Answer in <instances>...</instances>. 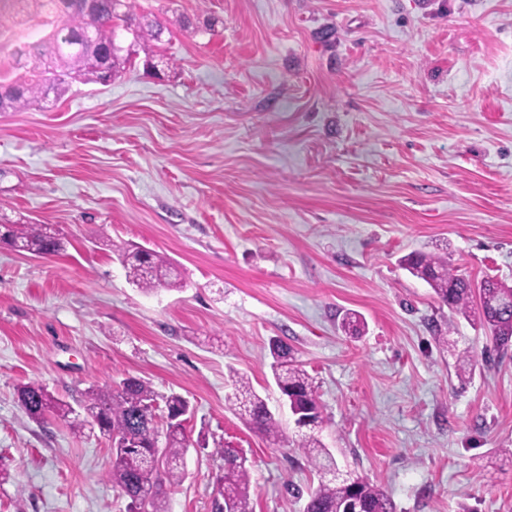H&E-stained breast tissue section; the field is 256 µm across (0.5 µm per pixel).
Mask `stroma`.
Here are the masks:
<instances>
[{
    "label": "stroma",
    "mask_w": 512,
    "mask_h": 512,
    "mask_svg": "<svg viewBox=\"0 0 512 512\" xmlns=\"http://www.w3.org/2000/svg\"><path fill=\"white\" fill-rule=\"evenodd\" d=\"M134 10L166 25L153 61L138 49L108 86L0 112V224L65 242L0 247V512H125L107 439L31 419L17 389L76 405L129 376L192 408L169 512H214L222 447L248 459L253 512H303L319 477L291 444L277 338L315 381L338 466L396 512H512V352L399 264L439 253L512 284V0ZM118 246L166 257L180 288L139 291ZM236 372L280 444L228 408ZM6 225H0V232L5 230L0 234V241L3 239L4 244L10 245L9 241L18 239L24 250L35 255H56L65 250L61 239L47 231L44 224Z\"/></svg>",
    "instance_id": "stroma-1"
}]
</instances>
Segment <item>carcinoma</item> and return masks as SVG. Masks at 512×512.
I'll list each match as a JSON object with an SVG mask.
<instances>
[{
	"label": "carcinoma",
	"instance_id": "carcinoma-1",
	"mask_svg": "<svg viewBox=\"0 0 512 512\" xmlns=\"http://www.w3.org/2000/svg\"><path fill=\"white\" fill-rule=\"evenodd\" d=\"M36 6L46 33L34 58L42 64L32 69L21 61L22 54L11 55L10 68L25 70L12 79L0 73V112H15L34 104L58 100L75 81L102 83L105 47H112V66L120 72L128 58L117 47L118 22H133L138 45L160 41L163 23L138 17L131 0H95L93 13L83 10L80 0H0V28ZM20 240L24 250L35 255H56L65 250L60 238L43 224H12L3 227L0 240ZM121 263L138 288L150 293L157 286L171 283L172 267L151 251L124 250ZM412 276L425 281L439 301L460 314H467L474 299H479L480 322L489 330L494 349L505 355L512 348V308L499 304L512 295V285L485 277L477 282L448 264V258L414 252L400 260ZM274 381L288 400L291 412H302L305 421L296 424L293 446L301 449L319 475L318 486L308 494L304 512H343L354 504L356 512H395V505L381 487L352 474L336 475V459L319 438L326 422L313 378L296 360L293 351L280 339L269 343ZM20 407L35 421L47 414L66 422L74 431L93 423L108 438L127 441L123 448H111L109 478L129 499L127 512H168V490L184 478L183 459L188 451L183 425L160 429L155 410L164 403L167 415L185 416L189 401L177 394L155 392L145 381L126 377L111 388H91L78 412L71 404L56 398L43 386L31 383L17 389ZM229 407L248 425L272 443L281 440V431L267 404L254 390L248 377L232 375ZM222 460L216 478V490L222 501L215 502L217 512H252L251 476L247 458L232 448H218Z\"/></svg>",
	"mask_w": 512,
	"mask_h": 512
}]
</instances>
